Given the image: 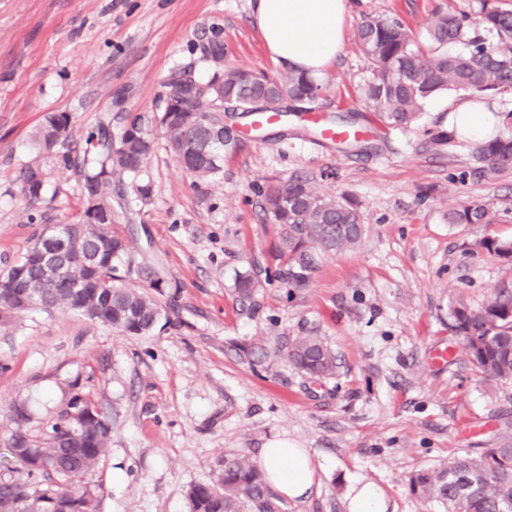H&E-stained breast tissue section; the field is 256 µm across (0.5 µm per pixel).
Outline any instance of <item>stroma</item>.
Wrapping results in <instances>:
<instances>
[{
  "label": "stroma",
  "instance_id": "stroma-1",
  "mask_svg": "<svg viewBox=\"0 0 512 512\" xmlns=\"http://www.w3.org/2000/svg\"><path fill=\"white\" fill-rule=\"evenodd\" d=\"M350 5L312 111L337 126L356 117L366 149L322 141L303 112L257 137L238 114L224 119L222 173L200 182L154 129L142 175L151 197L127 199L112 219L131 240L134 267L168 282L171 321L149 336H123L74 312L36 310L0 328V453L13 405H26L29 430L41 434L75 384L112 422L109 451L87 477L99 487L100 512H187L190 485L210 481L225 456L258 457L277 437L321 465L311 495L283 499V512H348L358 482L380 488L387 512H442L411 492L410 475L494 447L512 421V380L475 372L449 308L512 292V266L480 246L512 238V168L480 180L471 174L475 143L454 137L430 147V132L448 127L433 100L409 130L383 126L364 104L371 70L355 43L375 15L421 37L437 12L474 19L482 0ZM215 33L228 65L281 74L251 0H0V269L40 226L67 223L79 207V176L53 161L40 203L20 193L36 154L31 133L45 115L67 113L78 143L101 124L120 130L128 114L157 111L173 70L213 78L200 47ZM295 176L354 203L365 232L357 249L322 256L310 287L291 297L275 277L279 227L264 218L258 190ZM473 198L497 222L449 223V210ZM247 271L260 286L243 300L234 282ZM304 335L335 351L333 376L315 379L289 362V342ZM443 346L455 355L435 364Z\"/></svg>",
  "mask_w": 512,
  "mask_h": 512
}]
</instances>
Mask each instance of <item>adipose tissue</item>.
Returning <instances> with one entry per match:
<instances>
[{"mask_svg": "<svg viewBox=\"0 0 512 512\" xmlns=\"http://www.w3.org/2000/svg\"><path fill=\"white\" fill-rule=\"evenodd\" d=\"M349 14L348 0H255L253 17L272 59L284 69L321 77L341 51ZM448 127L463 139L480 142L502 122L482 100H448L438 106ZM259 462L271 485L291 499L308 497L316 483L314 460L288 440L261 448Z\"/></svg>", "mask_w": 512, "mask_h": 512, "instance_id": "ef3b65f1", "label": "adipose tissue"}]
</instances>
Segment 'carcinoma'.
Returning <instances> with one entry per match:
<instances>
[{"instance_id":"cac0c4a2","label":"carcinoma","mask_w":512,"mask_h":512,"mask_svg":"<svg viewBox=\"0 0 512 512\" xmlns=\"http://www.w3.org/2000/svg\"><path fill=\"white\" fill-rule=\"evenodd\" d=\"M495 35L485 41L478 29ZM356 43L371 69L364 85L367 106L392 127L407 129L418 119L425 104L448 92H480L493 96L512 90V11L483 0L477 20L452 12L437 14L426 41L415 38L398 19L378 15L363 21ZM462 43L466 51L450 53L448 45ZM161 111L151 116L128 117L124 128L100 127L91 132L82 151L70 148V117L51 113L33 133L38 151L59 159L81 177V209L66 225L68 264L58 282L47 284L37 265L43 232L34 235L26 252L0 269L12 279L17 267L27 269L12 294L0 291V328L19 316L16 295L24 294L44 310L64 309L98 321L124 336H148L167 316L164 282L147 273L148 287L129 283L133 260L128 237L112 231L105 218L90 215L96 200L112 204L123 200L124 188L112 185V176H128L133 192L150 199L149 184L137 177L153 150L151 127L164 130L168 147L183 171L201 179L220 174L222 166L205 158L202 150L224 153V120L219 110L200 91V81L183 70L170 75ZM322 85L293 72L272 77L224 68V99L251 112L261 100L270 112H288V104L318 99ZM481 166L473 176L489 179L512 166V135L496 137L477 150ZM46 189L42 164L32 162L22 173L21 193L29 204L39 203ZM265 218L280 225L275 246L276 278L298 295L310 287L317 257L328 252L356 248L364 233L362 216L344 198L319 194L306 178L273 179L259 190ZM497 214L481 200H470L448 212V223L493 224ZM483 249L501 262L512 264V240L489 238ZM98 256L97 268L85 258ZM256 280L249 274L235 282L237 294L249 298ZM451 327L464 339L475 370L488 379L512 380V293L500 290L481 307L463 302L450 309ZM289 362L312 378H326L336 371V354L316 336H298L288 345ZM96 408L79 392L72 393L67 409L40 436L29 433L23 405L12 408L14 428L6 448L9 477H0V512H99L95 486L76 485L73 479L94 471L106 456L110 431L102 425L106 416L74 417L69 409ZM492 448L448 459L435 468H424L409 478L411 491L442 505L444 512H512V425ZM188 512H283L261 465L247 454L224 458V469L205 483L186 492Z\"/></svg>"}]
</instances>
